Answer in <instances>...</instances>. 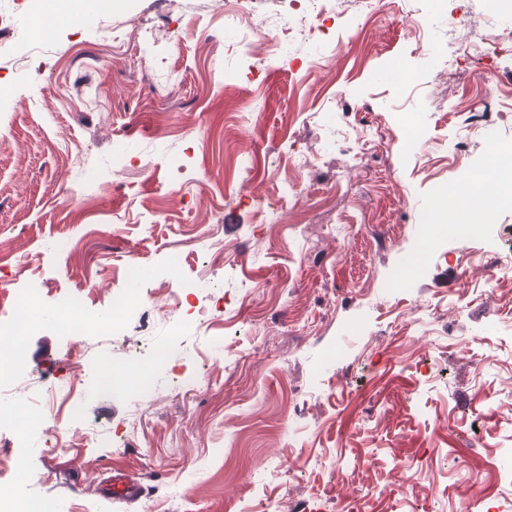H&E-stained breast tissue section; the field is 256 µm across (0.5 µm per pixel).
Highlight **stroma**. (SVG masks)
Returning a JSON list of instances; mask_svg holds the SVG:
<instances>
[{
    "label": "stroma",
    "instance_id": "obj_1",
    "mask_svg": "<svg viewBox=\"0 0 512 512\" xmlns=\"http://www.w3.org/2000/svg\"><path fill=\"white\" fill-rule=\"evenodd\" d=\"M30 2L0 0V47L26 52L0 67V320L14 289L41 299L0 348L36 381L0 405L71 391L23 447L0 424L16 508L314 512L328 492L338 512H512V277L480 263L512 252V207L424 247L436 189L453 192L487 138L512 144V51L462 52L448 20L506 41L512 9L444 0L417 32L401 23L414 0H347L287 52L245 57L224 27L238 0H78L79 25L28 50ZM111 24L154 26L155 65L113 48ZM487 97V125L466 129ZM287 181L302 198H281ZM144 289L152 309L124 335L56 319L66 296L106 321L115 294ZM160 341L175 351L162 365ZM115 363L123 398L95 387ZM116 469L140 498L102 497Z\"/></svg>",
    "mask_w": 512,
    "mask_h": 512
}]
</instances>
